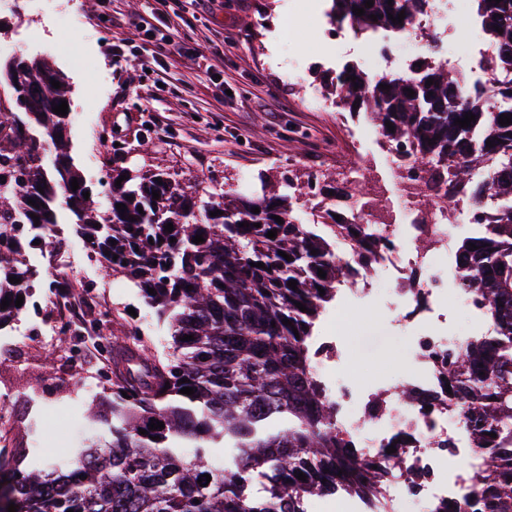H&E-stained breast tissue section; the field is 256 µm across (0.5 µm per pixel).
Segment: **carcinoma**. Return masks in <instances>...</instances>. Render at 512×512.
I'll return each instance as SVG.
<instances>
[{
    "instance_id": "cac0c4a2",
    "label": "carcinoma",
    "mask_w": 512,
    "mask_h": 512,
    "mask_svg": "<svg viewBox=\"0 0 512 512\" xmlns=\"http://www.w3.org/2000/svg\"><path fill=\"white\" fill-rule=\"evenodd\" d=\"M331 2L333 21L371 31L400 27L388 15L403 11L407 22L418 0H373L370 8L366 0ZM483 2L493 68L497 57H512V0ZM355 7L365 14L355 15ZM52 69L45 59H11L10 93L0 100V115L22 114L0 118V301H10L0 308V324L20 315L33 295L29 231L55 226L57 211L65 210L105 268L127 277L167 324L171 343L158 355L135 325L110 342L112 405L91 414L81 447L59 466L44 470L0 450V512L11 504L17 512H304L305 500L326 493L338 470L363 483L364 464L350 459L333 407L306 366L315 325L343 284L344 266L331 240L347 241L365 262L387 240L365 224H340L327 210L320 218L329 238L309 230L295 216L304 186L289 176L281 193L226 191L216 201L199 183L187 190L162 173L136 178L114 169L99 182L109 198L108 210L99 211L67 138L59 136L69 116L52 108L63 100L72 104V90L61 76L60 88L52 86L46 77ZM491 82L493 108L486 97L466 96L460 76L444 66L371 80L353 65L336 77L333 90L339 107L351 111L357 104L372 115L386 146L409 142L414 162L432 166L433 180H446L442 195L429 183L420 189L436 204L453 206L474 191L471 169L493 166L490 189L503 200L496 223L482 237L464 239L457 251L466 271L462 287L476 290L496 339L478 340L449 361L448 382L466 406L471 435L495 448L475 472V490L488 496L491 512H512V124L499 123L502 114L512 117V80L494 76ZM467 113L475 121L456 125ZM47 152L54 155L49 170ZM122 175L127 179L118 186ZM118 203L127 206L126 215ZM216 210L222 214L211 216ZM270 230L277 236L266 237ZM197 235L204 241L194 243ZM472 244L477 249L470 250ZM40 278L59 291L73 287L62 272ZM291 280L297 289L288 286ZM19 295L24 300L17 307ZM185 335L194 339L184 341ZM185 386L195 393H180ZM153 420L165 428L149 429ZM300 473L306 480L297 479ZM206 474L211 481L203 480Z\"/></svg>"
}]
</instances>
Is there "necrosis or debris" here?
<instances>
[{"instance_id": "necrosis-or-debris-1", "label": "necrosis or debris", "mask_w": 512, "mask_h": 512, "mask_svg": "<svg viewBox=\"0 0 512 512\" xmlns=\"http://www.w3.org/2000/svg\"><path fill=\"white\" fill-rule=\"evenodd\" d=\"M482 17L476 0H420L412 19L400 31L369 37L335 25L337 42H354L368 59V76H413V61L394 56L392 46L414 45L416 60L454 65L462 61L478 71L467 91L488 90ZM474 31L470 41L456 46L451 55H439L435 46L454 40L458 27ZM412 158L405 150L387 154V169L395 194L362 197L340 204L336 212L347 224H363L373 207L395 215L391 224H373L374 234L385 236L390 246L372 262H346V286L323 317L320 336L314 339V355L308 366L320 380L327 400L336 408L341 439L360 458L374 464L378 478L375 492L359 495L344 479H337L332 493L317 498L320 512H488L483 498L471 486V471L482 464L484 450L466 430L463 410L446 391L449 356L464 352L473 335L448 328V300H462L475 324L487 315L473 290L461 287V269L453 245L456 225H468L471 235H482L492 223L501 200L488 190L490 173L475 170L473 181L484 189L477 198L460 200L445 208H425L416 200L417 183L409 177ZM388 298L391 323L408 333V349L396 375L370 381L357 378L344 336L345 317L355 308L374 306ZM55 303L57 322L43 321L44 303ZM80 304L72 298L43 290L11 326L0 331V348L22 343L29 326H38L42 338H50L56 323H67L77 336L76 355L85 359L101 351L106 342L102 327L86 325Z\"/></svg>"}]
</instances>
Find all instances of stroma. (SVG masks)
Masks as SVG:
<instances>
[{
    "label": "stroma",
    "mask_w": 512,
    "mask_h": 512,
    "mask_svg": "<svg viewBox=\"0 0 512 512\" xmlns=\"http://www.w3.org/2000/svg\"><path fill=\"white\" fill-rule=\"evenodd\" d=\"M59 2L70 18L58 36L73 55L90 58L93 71L77 69L44 44L22 46L20 54L49 59L71 85L70 155L87 183L97 184L116 168L140 176L165 173L184 187L201 182L219 194L258 195L288 175L307 179L318 173L336 184L355 161L370 189L388 190L370 116L310 107L297 87L294 60L302 61L308 85L324 92L336 79L337 65L349 60L320 13L321 0H221L220 8L191 20L189 33L224 41L223 67L208 75L193 59L169 55L163 60L168 86L162 91L155 74L115 63L108 51L113 38L128 36V21L144 14L145 0H108L103 6L97 0ZM109 12L119 14L123 26L105 22ZM286 18L298 31L296 45L287 50L281 34ZM60 227L74 253L67 275L92 285L97 306L111 308L110 337L123 335L133 323L156 346L166 345V326L136 288L114 295L112 274L102 261L86 258L85 243L68 218H61ZM348 343L356 374L370 377L400 368L407 338L377 306L352 314ZM71 345L68 336L45 343L33 333L26 343L0 352V392L12 398V452L35 448L41 460L56 459L52 445L27 430L25 412L33 394L46 403L45 427H52L58 414L70 413L64 423L69 444L88 428L80 413L111 402V383L75 365Z\"/></svg>",
    "instance_id": "obj_1"
}]
</instances>
